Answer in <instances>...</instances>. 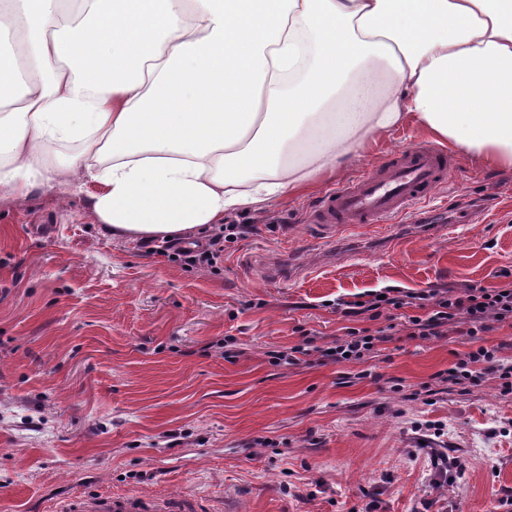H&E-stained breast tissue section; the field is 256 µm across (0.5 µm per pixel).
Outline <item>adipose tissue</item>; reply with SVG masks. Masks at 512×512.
Masks as SVG:
<instances>
[{"instance_id":"ef3b65f1","label":"adipose tissue","mask_w":512,"mask_h":512,"mask_svg":"<svg viewBox=\"0 0 512 512\" xmlns=\"http://www.w3.org/2000/svg\"><path fill=\"white\" fill-rule=\"evenodd\" d=\"M0 191L208 233L411 124L512 170V0H0ZM25 73H18V61Z\"/></svg>"}]
</instances>
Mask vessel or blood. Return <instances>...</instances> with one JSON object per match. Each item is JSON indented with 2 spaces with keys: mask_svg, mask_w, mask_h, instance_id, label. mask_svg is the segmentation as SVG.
<instances>
[{
  "mask_svg": "<svg viewBox=\"0 0 512 512\" xmlns=\"http://www.w3.org/2000/svg\"><path fill=\"white\" fill-rule=\"evenodd\" d=\"M455 169L448 152L416 144L393 156L381 170L327 192L311 220L325 239L362 224H385L411 214L429 200ZM186 499L135 493L73 494L54 512H191Z\"/></svg>",
  "mask_w": 512,
  "mask_h": 512,
  "instance_id": "1",
  "label": "vessel or blood"
}]
</instances>
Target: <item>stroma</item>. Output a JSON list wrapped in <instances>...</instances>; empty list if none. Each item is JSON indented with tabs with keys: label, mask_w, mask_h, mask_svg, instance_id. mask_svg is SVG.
I'll list each match as a JSON object with an SVG mask.
<instances>
[{
	"label": "stroma",
	"mask_w": 512,
	"mask_h": 512,
	"mask_svg": "<svg viewBox=\"0 0 512 512\" xmlns=\"http://www.w3.org/2000/svg\"><path fill=\"white\" fill-rule=\"evenodd\" d=\"M423 135L403 126L316 189L234 212L251 230L187 266L95 224L83 192L0 193V512L83 492L168 493L214 512H504L512 394L442 383L469 337L380 344L363 366L275 365L335 339V302L385 288L512 282V171L459 169L421 210L319 239L336 185ZM234 337L239 357L224 356ZM455 478L433 484L429 451Z\"/></svg>",
	"instance_id": "stroma-1"
}]
</instances>
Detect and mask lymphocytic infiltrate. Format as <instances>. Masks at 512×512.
Segmentation results:
<instances>
[{
	"label": "lymphocytic infiltrate",
	"mask_w": 512,
	"mask_h": 512,
	"mask_svg": "<svg viewBox=\"0 0 512 512\" xmlns=\"http://www.w3.org/2000/svg\"><path fill=\"white\" fill-rule=\"evenodd\" d=\"M245 232L242 224L221 226L210 235L206 248L196 252L184 249L175 258L187 265L216 264L225 244ZM403 308L409 311L403 322L378 326L384 311ZM336 310L348 322L341 338L323 346L309 339L301 345L269 351L272 363L296 365L316 355L335 364H362L374 358L378 345L393 335L428 340L455 331L469 336L472 346L442 372V381L463 387L488 373L499 380L502 393H512V361L499 357L498 346L488 345L485 338L486 333L512 328V283L497 288L469 285L455 294L441 288L417 292L388 288L367 293L360 300L338 302Z\"/></svg>",
	"instance_id": "f902f5d3"
}]
</instances>
